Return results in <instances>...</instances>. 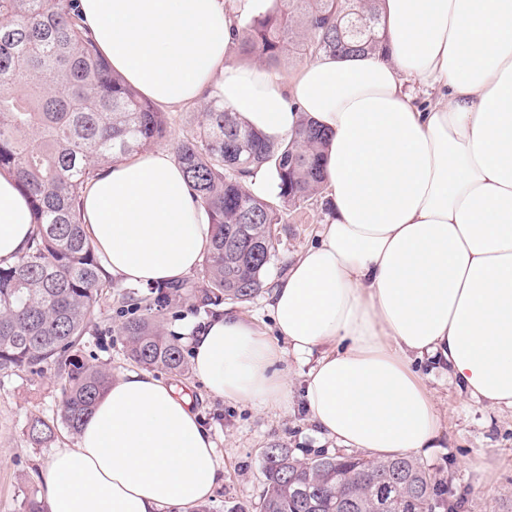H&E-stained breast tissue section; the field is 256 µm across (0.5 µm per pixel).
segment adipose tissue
I'll use <instances>...</instances> for the list:
<instances>
[{
    "mask_svg": "<svg viewBox=\"0 0 512 512\" xmlns=\"http://www.w3.org/2000/svg\"><path fill=\"white\" fill-rule=\"evenodd\" d=\"M259 0H79L114 73L175 109L208 89L263 137L300 114L326 131L331 214L267 294L274 334L227 312L190 335L214 395L264 409L291 393L277 366L314 357L302 398L328 439L371 458L433 447L436 406L415 363L446 368L512 410V0H382L371 54L322 56L292 77L231 64L237 18ZM106 274L182 280L213 227L181 165L158 148L103 166L83 189ZM27 196L0 176V260L33 233ZM224 469L190 402L143 370L118 375L74 446L44 466L47 512H191Z\"/></svg>",
    "mask_w": 512,
    "mask_h": 512,
    "instance_id": "adipose-tissue-1",
    "label": "adipose tissue"
}]
</instances>
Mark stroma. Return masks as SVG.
Masks as SVG:
<instances>
[{"instance_id":"35a3bbf8","label":"stroma","mask_w":512,"mask_h":512,"mask_svg":"<svg viewBox=\"0 0 512 512\" xmlns=\"http://www.w3.org/2000/svg\"><path fill=\"white\" fill-rule=\"evenodd\" d=\"M326 209L310 205L287 212L278 225L269 278H277L292 258L311 244ZM309 361L286 354L278 368L291 389L288 405L267 410L210 393L195 376L159 377L187 394L202 426L212 435L224 463V480L205 507L207 512H251L265 487L261 451L279 440L297 454L335 453L337 446L311 423L301 399ZM417 368L441 417L436 445L419 460L448 484L461 512H512V411L476 402L450 385L445 372L428 360ZM60 393L53 370L41 376L0 373V512H20L25 496L43 490L40 476L51 448L71 446L75 435L60 431L51 443H32L28 419L56 417Z\"/></svg>"}]
</instances>
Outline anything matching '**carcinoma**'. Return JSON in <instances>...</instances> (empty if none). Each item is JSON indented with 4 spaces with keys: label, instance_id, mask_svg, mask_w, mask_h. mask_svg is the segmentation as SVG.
Listing matches in <instances>:
<instances>
[{
    "label": "carcinoma",
    "instance_id": "carcinoma-1",
    "mask_svg": "<svg viewBox=\"0 0 512 512\" xmlns=\"http://www.w3.org/2000/svg\"><path fill=\"white\" fill-rule=\"evenodd\" d=\"M240 27L237 55L271 68L324 54L376 49L381 0H270ZM174 142L198 206L213 224L212 250L197 280L117 294L125 357L144 370L185 377L188 361L166 315L182 304L209 313L244 304L266 287L271 225L284 210L316 200L327 135L308 118L271 142L224 108L213 93ZM166 113L113 73L84 26L76 0H0V175L29 198L34 232L26 251L0 263V372L41 375L54 368L57 417L26 424L34 443L59 427L80 432L114 379L112 365L77 355L105 318L97 251L82 222L84 183L100 167L148 150L168 134ZM267 169L270 198L251 193L245 174ZM266 492L258 512H459L444 482L410 456L370 460L350 454L301 458L274 442L263 449Z\"/></svg>",
    "mask_w": 512,
    "mask_h": 512
}]
</instances>
